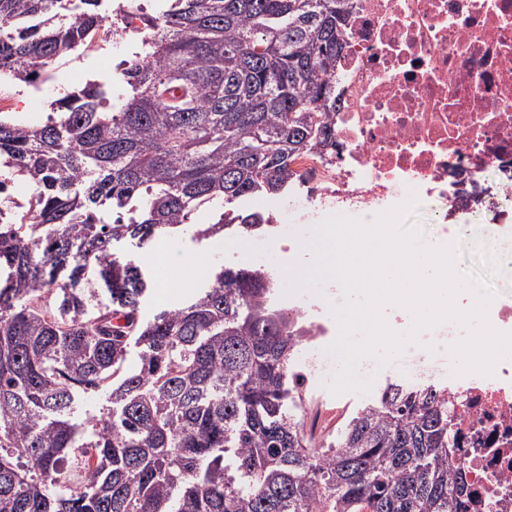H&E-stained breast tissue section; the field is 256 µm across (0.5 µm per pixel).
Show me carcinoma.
I'll list each match as a JSON object with an SVG mask.
<instances>
[{"mask_svg":"<svg viewBox=\"0 0 512 512\" xmlns=\"http://www.w3.org/2000/svg\"><path fill=\"white\" fill-rule=\"evenodd\" d=\"M0 0V77L29 85L112 27L141 34L125 93L0 112V158L35 210L0 223V512H462L443 388L390 383L316 447L299 422L303 323L275 277L210 264L187 305L140 313L153 280L113 251L206 207L288 191L333 144L327 102L351 0ZM137 362L126 366L130 353ZM107 405L82 415L80 400ZM77 448L90 456L65 465Z\"/></svg>","mask_w":512,"mask_h":512,"instance_id":"obj_1","label":"carcinoma"}]
</instances>
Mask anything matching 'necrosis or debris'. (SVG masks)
<instances>
[{
  "instance_id": "obj_1",
  "label": "necrosis or debris",
  "mask_w": 512,
  "mask_h": 512,
  "mask_svg": "<svg viewBox=\"0 0 512 512\" xmlns=\"http://www.w3.org/2000/svg\"><path fill=\"white\" fill-rule=\"evenodd\" d=\"M335 145L298 158L293 213L372 222L416 196L450 232L495 240L512 275V0H352ZM503 206L478 215L487 195ZM466 512H512V361L448 378Z\"/></svg>"
}]
</instances>
